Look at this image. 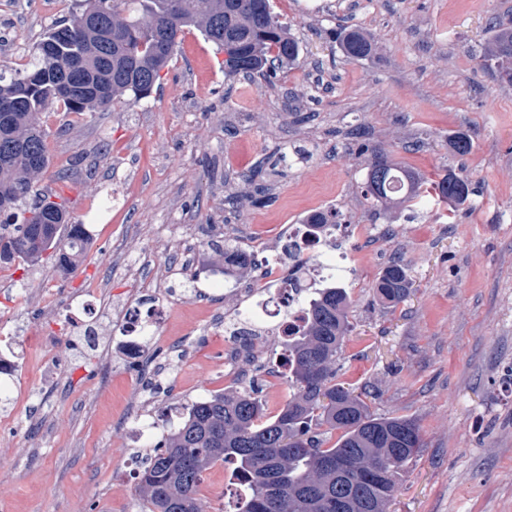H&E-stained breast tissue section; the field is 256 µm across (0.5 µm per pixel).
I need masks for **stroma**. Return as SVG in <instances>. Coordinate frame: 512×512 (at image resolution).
<instances>
[{
	"mask_svg": "<svg viewBox=\"0 0 512 512\" xmlns=\"http://www.w3.org/2000/svg\"><path fill=\"white\" fill-rule=\"evenodd\" d=\"M301 46L274 85L225 78L221 55L184 31L153 93L77 117L46 119L45 188L65 170L72 217L89 246L61 277L52 263L0 273V325L24 334L49 316L36 290L73 296L87 281L142 309L167 311L140 364L116 352L50 339L21 368L36 398L0 430V512H139L137 434L128 410L138 388L166 429V407L234 388L224 337L206 322L223 312L210 239L250 255L255 283L276 244L310 211L336 209L355 225L332 270L347 289L352 330L338 381L366 390L379 416L414 418L423 439L389 512H512V85L474 53L490 17L512 25V0H271ZM53 0H0V64L68 16ZM357 28L376 46L345 61L331 34ZM469 133L471 153L454 154ZM428 179L455 170L477 188L448 209L431 201L386 212L363 185L373 153ZM258 171L268 206L235 204L243 173ZM414 283L397 308L374 285L392 258Z\"/></svg>",
	"mask_w": 512,
	"mask_h": 512,
	"instance_id": "1",
	"label": "stroma"
}]
</instances>
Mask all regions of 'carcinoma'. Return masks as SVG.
Wrapping results in <instances>:
<instances>
[{
  "label": "carcinoma",
  "mask_w": 512,
  "mask_h": 512,
  "mask_svg": "<svg viewBox=\"0 0 512 512\" xmlns=\"http://www.w3.org/2000/svg\"><path fill=\"white\" fill-rule=\"evenodd\" d=\"M191 27L224 53L226 77L259 76L272 84L301 53L271 0H74L68 17L33 44L25 64L0 70V268L52 260L66 276L87 249L89 232L72 222L65 197L39 189L51 166L44 115L60 105L85 115L139 103L175 55L178 35ZM336 39L351 60L375 51L358 29H343ZM477 59L512 85V29L493 26ZM73 72L84 87L79 93L64 85ZM422 186L419 173L377 154L365 195L382 206L411 205L424 198ZM434 193L454 205L474 196L475 187L450 170ZM304 223L320 234L340 223L339 213L317 211ZM207 247L227 277L250 264L226 240ZM411 287L405 264L395 258L376 293L396 307ZM350 305L345 288L325 287L288 330L283 377L292 393L276 414L265 409L259 377L176 408L179 424L141 463L142 512H204L199 486L218 462L233 465L234 477L246 485L235 512H388L405 466L423 448L422 436L414 419L376 417L360 395L336 381V361L351 331ZM333 433L338 437L331 444ZM338 456L347 467L336 469Z\"/></svg>",
  "instance_id": "carcinoma-1"
}]
</instances>
